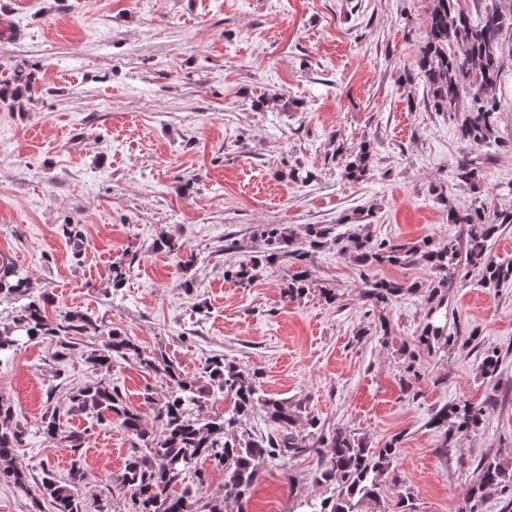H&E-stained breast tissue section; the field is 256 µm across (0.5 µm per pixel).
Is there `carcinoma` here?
<instances>
[{"label":"carcinoma","mask_w":512,"mask_h":512,"mask_svg":"<svg viewBox=\"0 0 512 512\" xmlns=\"http://www.w3.org/2000/svg\"><path fill=\"white\" fill-rule=\"evenodd\" d=\"M458 0H432L426 17L427 39L418 47L417 67L428 87L430 103L437 112L462 113L457 131L459 140L481 148L500 145L496 136L499 103L492 90L500 82L505 57L512 58V10L491 5L477 17L457 7ZM19 85L34 93L32 78L20 67L13 69L4 85ZM371 143H363L353 158L344 164V177L357 181L369 171ZM460 187L476 192L483 172L476 160L464 155L456 163ZM448 223L462 226V236L440 246L423 239L411 246L375 239L365 232L366 225L356 224L345 235L334 234L326 224H310L305 236L298 238L284 224H263L259 236L265 249L224 270V278L247 287L261 268L272 267L289 257L296 267L283 290L290 298L303 296L313 288L311 264L315 253L331 239L339 245L338 253L351 252L365 267L387 264L401 266L416 255L434 273L430 290L424 296L433 315L446 305L448 279L459 268L478 277L482 287L496 290L512 280V266L497 263L491 256V242L512 225V210L489 211L485 205L448 209ZM157 252L173 255L185 267L194 263L193 254L170 238L154 243ZM364 297L375 307L386 305L413 286L391 280L364 281ZM28 294V281L14 267L0 266V301L19 300ZM51 304L44 294L19 306L10 322L0 323V354L27 341L51 339L62 351L75 346L76 336H100L84 351L85 361L96 379L67 395V412L86 414L98 424L117 420L133 436L125 460L119 490L130 493L128 512H224V503L249 512V492L258 479V466L264 460L300 458L314 454L316 465L311 473L317 485L334 486L330 497L306 501V512H365L363 506L385 503L389 483H397L392 465L398 454L395 442L371 448L367 442L347 432L319 431V419L307 411L302 402L268 398L258 376L244 374L238 367L214 355L205 360L199 371L185 374L164 357L144 354L138 345L118 332L104 333L91 316L73 312L55 320L48 315ZM448 324L428 322L419 342L426 349L448 346ZM137 363L164 379L167 390L161 399L146 394L154 405L160 431H147L140 413L129 406L120 387L112 380V370L122 363ZM221 394L231 399L223 412L200 415L212 397ZM262 405L267 418L275 425L266 434L243 428L244 419L256 405ZM486 414L483 403H465L441 409L433 423L447 427L442 447H452L455 438L477 428ZM13 405L0 395V481L9 482L32 498L34 512H43L48 503L51 512H83L79 491L86 479L82 462L84 432L66 428L56 413L42 419L41 434L56 447L72 453L67 478L60 481L48 471L36 487H31L25 472L16 464L15 448L21 443L22 431L12 426ZM201 459L214 463L224 475L222 496L207 498L203 490L206 479L195 465ZM195 480L188 483V473ZM496 495L512 506V463L489 457L479 467L476 485L466 498L463 512H479V505ZM392 512H415L413 494L404 488L395 493Z\"/></svg>","instance_id":"obj_1"}]
</instances>
